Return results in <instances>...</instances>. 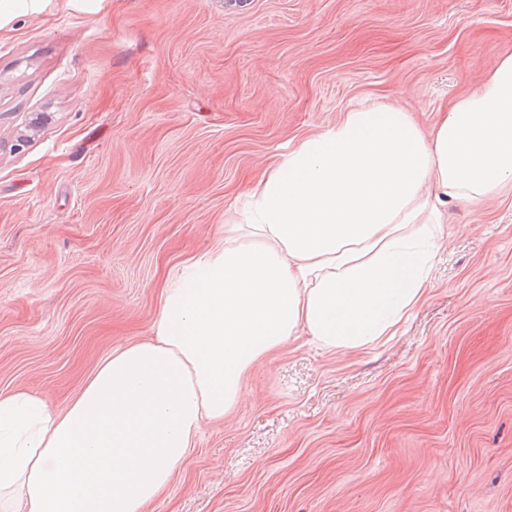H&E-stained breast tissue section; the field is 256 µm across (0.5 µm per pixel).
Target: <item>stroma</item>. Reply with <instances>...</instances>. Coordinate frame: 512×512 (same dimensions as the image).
Instances as JSON below:
<instances>
[{"instance_id": "obj_1", "label": "stroma", "mask_w": 512, "mask_h": 512, "mask_svg": "<svg viewBox=\"0 0 512 512\" xmlns=\"http://www.w3.org/2000/svg\"><path fill=\"white\" fill-rule=\"evenodd\" d=\"M508 52L512 0H13L0 391L65 409L269 164L361 102L431 128ZM443 229L395 335L262 357L144 512H512V194Z\"/></svg>"}]
</instances>
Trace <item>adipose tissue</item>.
<instances>
[{"mask_svg":"<svg viewBox=\"0 0 512 512\" xmlns=\"http://www.w3.org/2000/svg\"><path fill=\"white\" fill-rule=\"evenodd\" d=\"M512 186V54L430 131L361 103L259 180L163 292L155 334L101 359L66 411L0 391V512H143L252 364L297 330L329 350L395 335L443 212Z\"/></svg>","mask_w":512,"mask_h":512,"instance_id":"1","label":"adipose tissue"}]
</instances>
